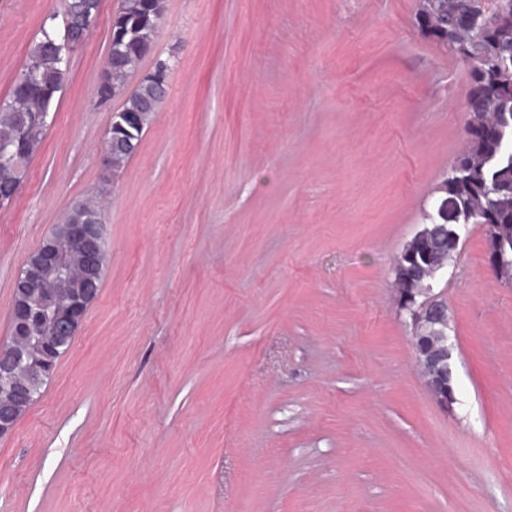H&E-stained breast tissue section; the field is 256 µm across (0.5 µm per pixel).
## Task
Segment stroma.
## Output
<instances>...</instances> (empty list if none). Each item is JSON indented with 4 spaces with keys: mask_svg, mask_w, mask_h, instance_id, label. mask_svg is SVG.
Masks as SVG:
<instances>
[{
    "mask_svg": "<svg viewBox=\"0 0 512 512\" xmlns=\"http://www.w3.org/2000/svg\"><path fill=\"white\" fill-rule=\"evenodd\" d=\"M118 0L75 51L0 206L15 276L106 188L102 286L0 438V512H512V286L470 225L434 291L455 401L415 365L392 270L463 149L467 68L416 0H165L168 89L110 185L94 92ZM63 0H0V102Z\"/></svg>",
    "mask_w": 512,
    "mask_h": 512,
    "instance_id": "stroma-1",
    "label": "stroma"
}]
</instances>
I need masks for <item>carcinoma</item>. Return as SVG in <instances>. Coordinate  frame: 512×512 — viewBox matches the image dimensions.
<instances>
[{"label":"carcinoma","mask_w":512,"mask_h":512,"mask_svg":"<svg viewBox=\"0 0 512 512\" xmlns=\"http://www.w3.org/2000/svg\"><path fill=\"white\" fill-rule=\"evenodd\" d=\"M445 15L435 20H418L419 30L428 31L427 38L458 54L468 45L470 88L468 106L475 119L488 121L489 127L475 129L465 149L451 162L439 184L441 196L453 198L461 220L478 224L488 232L505 238L504 258L512 261V43L497 44L489 31L475 30L467 18L475 8L474 0H446ZM94 0H65L61 26L43 25L28 55L36 71L28 87L12 89L9 99L0 103V183L15 177V164L3 160L21 151L20 162L28 165L41 146L45 131L37 126L38 118L52 110L61 91L67 71L61 69L60 58L81 47L89 37L87 18L93 12ZM164 13V0H120L115 27L126 35L109 44L106 60L108 70L102 79L124 89L130 72L147 55L156 42V18ZM70 31V40L60 37ZM167 93V85L147 79L123 98L119 110L139 112L144 126L131 133L112 128L106 130V146L112 151L110 171L121 172L133 152L128 141L140 143L145 126L153 120ZM104 223L100 206L93 200L82 203L78 211L68 213L66 223ZM78 258L68 256L69 274L51 272L47 275L41 297L65 306V292L80 288L70 275Z\"/></svg>","instance_id":"1"}]
</instances>
